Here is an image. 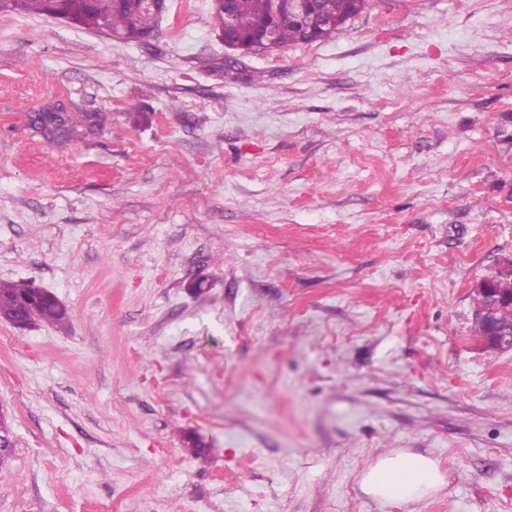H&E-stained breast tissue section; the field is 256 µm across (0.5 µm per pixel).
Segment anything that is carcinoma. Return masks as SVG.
<instances>
[{"label": "carcinoma", "mask_w": 512, "mask_h": 512, "mask_svg": "<svg viewBox=\"0 0 512 512\" xmlns=\"http://www.w3.org/2000/svg\"><path fill=\"white\" fill-rule=\"evenodd\" d=\"M366 0H317L315 8L306 11L313 20V34L318 40L332 38L339 26L359 14ZM0 12L48 15L67 20L83 28L115 34L128 41L158 34L161 15L145 7L144 0H0ZM232 30L247 37L266 23L278 48L303 43L308 37L302 23L292 19L288 4L274 13L271 0H231ZM79 126L64 112L55 108L35 112L30 125L53 141H66L76 134L97 133L103 129L105 118L100 113L85 117ZM35 286L25 281L0 282V313L12 321L14 328L27 329L39 323L65 326L70 320L67 306L50 291H44L43 303L29 307L27 314L17 308V301ZM485 302L475 297L474 335H488L484 320Z\"/></svg>", "instance_id": "cac0c4a2"}]
</instances>
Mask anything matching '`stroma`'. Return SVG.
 <instances>
[{"instance_id": "35a3bbf8", "label": "stroma", "mask_w": 512, "mask_h": 512, "mask_svg": "<svg viewBox=\"0 0 512 512\" xmlns=\"http://www.w3.org/2000/svg\"><path fill=\"white\" fill-rule=\"evenodd\" d=\"M179 2L149 46L0 13V281L70 312L0 322V512H512V348L473 334L512 260V0L247 55ZM51 107L107 122L51 141ZM396 451L444 487L365 495ZM445 484L435 461L412 452H396L378 458L362 473V490L391 507L420 502Z\"/></svg>"}]
</instances>
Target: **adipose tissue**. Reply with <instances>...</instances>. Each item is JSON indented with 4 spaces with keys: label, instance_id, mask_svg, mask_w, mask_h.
I'll return each instance as SVG.
<instances>
[{
    "label": "adipose tissue",
    "instance_id": "ef3b65f1",
    "mask_svg": "<svg viewBox=\"0 0 512 512\" xmlns=\"http://www.w3.org/2000/svg\"><path fill=\"white\" fill-rule=\"evenodd\" d=\"M444 483L435 461L403 451L378 458L364 470L360 480L368 496L392 507L422 501Z\"/></svg>",
    "mask_w": 512,
    "mask_h": 512
}]
</instances>
